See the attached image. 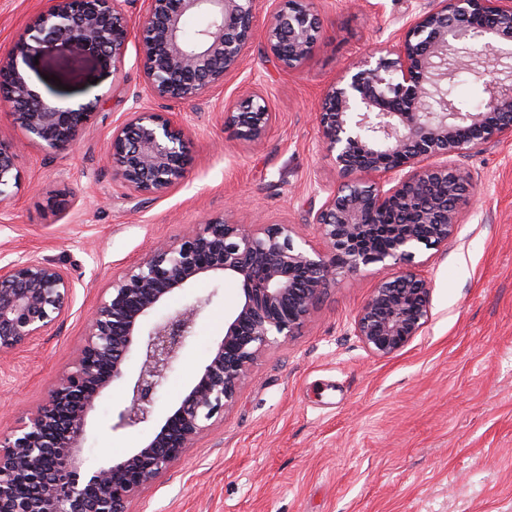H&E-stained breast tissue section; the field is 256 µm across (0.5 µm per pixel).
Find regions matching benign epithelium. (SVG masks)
Segmentation results:
<instances>
[{
  "mask_svg": "<svg viewBox=\"0 0 512 512\" xmlns=\"http://www.w3.org/2000/svg\"><path fill=\"white\" fill-rule=\"evenodd\" d=\"M126 0H48L29 38L0 56V100L13 123L51 150L76 140L93 104L62 109L28 83L25 68L54 46L76 40L109 73L117 72L131 36ZM139 28L144 93L112 129L107 149L118 182L140 196L165 193L187 170L186 128L141 105L143 96L189 102L224 85L256 36L254 0H143ZM208 23L185 40L184 21ZM322 37L315 0H279L263 29L267 52L287 71L301 68ZM512 42V0H434L407 20L375 61L347 65L324 91L321 147L339 180L316 210L322 246L289 224L251 227L245 217L192 224L177 240L160 239L112 280L93 310L72 363L17 427L0 433V512H128L127 504L179 460L235 403L250 366L279 338L298 333L340 272L386 270L448 244L462 206L473 198L468 175L446 158L512 138V83L483 70L479 112L428 109L448 72L471 69L476 55H504ZM231 106L225 123L236 140L257 146L276 119L258 94ZM18 146L0 139V201L19 185ZM393 214L390 224L382 223ZM390 237L381 247L377 239ZM231 276L242 296L224 336L160 427L123 460L88 467L82 455L89 414L116 383L128 384L112 409L111 434L148 423L158 389L216 292L172 314L161 311L199 280ZM75 285L61 268L34 257L0 266V357L34 342L67 312ZM430 282L407 270L383 276L354 319V334L374 356H389L429 319ZM136 365L128 367L131 354ZM31 489L28 495L19 487Z\"/></svg>",
  "mask_w": 512,
  "mask_h": 512,
  "instance_id": "benign-epithelium-1",
  "label": "benign epithelium"
}]
</instances>
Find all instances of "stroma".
<instances>
[{"instance_id":"stroma-1","label":"stroma","mask_w":512,"mask_h":512,"mask_svg":"<svg viewBox=\"0 0 512 512\" xmlns=\"http://www.w3.org/2000/svg\"><path fill=\"white\" fill-rule=\"evenodd\" d=\"M46 0H0V53L23 38ZM323 38L299 70H281L255 39L240 69L192 102L146 99L184 120L189 164L158 197L128 194L106 150L115 125L143 89L138 38L117 74L76 41L26 71L31 88L61 108L95 102L69 148L29 143L0 103V138L24 143L20 185L0 203V265L32 255L75 282L60 321L25 351L0 360V431L39 404L69 366L102 293L154 241L226 217L232 203L250 224H290L310 241L322 190L337 180L319 145L316 114L327 86L349 64L385 46L431 0H316ZM261 93L276 121L259 146L224 124L227 106ZM478 196L464 206L448 245L415 258L432 282L429 320L391 356L371 355L353 320L380 278L376 268L339 273L297 336L253 364L235 404L155 483L130 512H512V140L448 159ZM214 299L158 391L175 403L208 363L224 317L240 301L232 279H205L171 303ZM122 385L89 415L88 466L123 459L148 433L111 435Z\"/></svg>"}]
</instances>
